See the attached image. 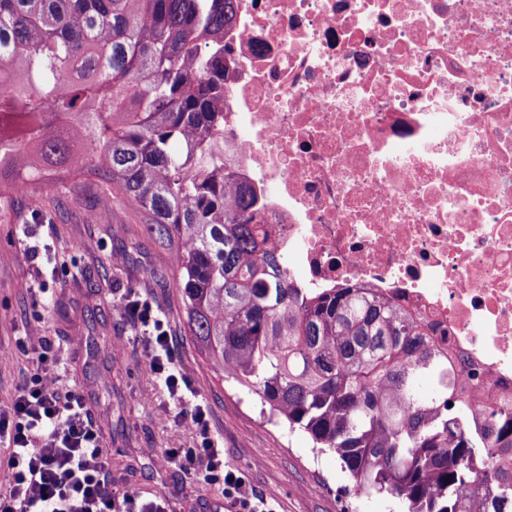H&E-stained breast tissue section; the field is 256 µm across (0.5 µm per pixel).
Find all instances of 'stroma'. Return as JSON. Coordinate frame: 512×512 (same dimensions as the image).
<instances>
[{
    "instance_id": "35a3bbf8",
    "label": "stroma",
    "mask_w": 512,
    "mask_h": 512,
    "mask_svg": "<svg viewBox=\"0 0 512 512\" xmlns=\"http://www.w3.org/2000/svg\"><path fill=\"white\" fill-rule=\"evenodd\" d=\"M31 224L41 227L34 262L21 245ZM124 245L135 248L132 262L113 265ZM156 253L131 210L112 200L96 204L78 188L46 184L0 211V348L6 352L0 401L32 375L34 352L50 339L47 363L68 365L62 386L78 388L91 411L110 449L117 488H134L146 500L164 495L169 512H224L222 484L155 465L160 449L188 448L194 439L174 420L161 419L171 403L167 390L156 381L142 339L113 306L134 290L167 321L176 366L208 408L225 465L243 473L275 512H343L353 505L358 512H391L387 499L357 504L341 495L347 477L335 455H314L306 436L263 418L246 390L204 362L182 325L174 283L161 286L151 276ZM105 336L121 354L92 352V342Z\"/></svg>"
}]
</instances>
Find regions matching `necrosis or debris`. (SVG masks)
I'll return each instance as SVG.
<instances>
[{"instance_id": "obj_1", "label": "necrosis or debris", "mask_w": 512, "mask_h": 512, "mask_svg": "<svg viewBox=\"0 0 512 512\" xmlns=\"http://www.w3.org/2000/svg\"><path fill=\"white\" fill-rule=\"evenodd\" d=\"M224 157L313 292L400 295L512 406V0H234Z\"/></svg>"}]
</instances>
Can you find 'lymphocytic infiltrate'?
Listing matches in <instances>:
<instances>
[{
	"label": "lymphocytic infiltrate",
	"instance_id": "f902f5d3",
	"mask_svg": "<svg viewBox=\"0 0 512 512\" xmlns=\"http://www.w3.org/2000/svg\"><path fill=\"white\" fill-rule=\"evenodd\" d=\"M118 312L137 327L175 407L178 422L199 439L193 454L211 474H223L224 497L244 512H274L251 493L244 478L224 468V451L210 433L204 404L194 401L188 375L173 366V338L166 321L135 292L120 296ZM29 383L0 402V512H166L163 500H142L137 491L112 490L109 450L76 390L62 391V375L45 368L50 340L41 343Z\"/></svg>",
	"mask_w": 512,
	"mask_h": 512
}]
</instances>
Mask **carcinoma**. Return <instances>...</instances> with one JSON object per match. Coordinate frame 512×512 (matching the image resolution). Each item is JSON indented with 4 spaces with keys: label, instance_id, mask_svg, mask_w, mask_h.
Wrapping results in <instances>:
<instances>
[{
    "label": "carcinoma",
    "instance_id": "carcinoma-1",
    "mask_svg": "<svg viewBox=\"0 0 512 512\" xmlns=\"http://www.w3.org/2000/svg\"><path fill=\"white\" fill-rule=\"evenodd\" d=\"M234 0H0V204L49 170L104 187L157 244L205 361L260 414L334 453L395 512H512V410L455 400V361L401 297L311 294L224 161ZM441 387L421 384L432 374Z\"/></svg>",
    "mask_w": 512,
    "mask_h": 512
}]
</instances>
